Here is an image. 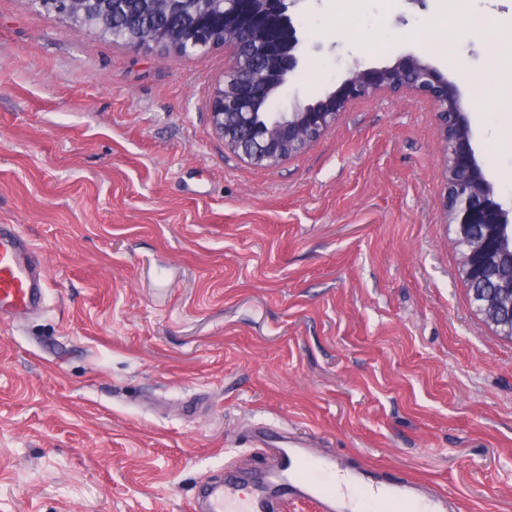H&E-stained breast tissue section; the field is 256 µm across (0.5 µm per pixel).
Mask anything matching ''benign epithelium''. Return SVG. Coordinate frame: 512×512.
<instances>
[{
    "instance_id": "benign-epithelium-1",
    "label": "benign epithelium",
    "mask_w": 512,
    "mask_h": 512,
    "mask_svg": "<svg viewBox=\"0 0 512 512\" xmlns=\"http://www.w3.org/2000/svg\"><path fill=\"white\" fill-rule=\"evenodd\" d=\"M44 13L83 31L77 11L81 0H29ZM107 34L111 0H92ZM297 0H200L209 4L197 10L193 23L177 20L181 12L169 8L162 25L151 30L139 27L134 15L126 17L123 31L112 34V42L129 48H159L177 54L195 55L229 46L232 53L224 75L209 101L213 130L225 146L253 165L273 167L305 151L335 122L348 104L379 92L398 94L404 90L434 103L447 164L439 208L446 223L455 227L450 245L461 256L460 274L465 286L480 280L490 264L505 266L497 275L496 291L475 302L477 310L498 333L512 335V325L501 330L497 319L504 305L512 308V203L503 201L496 182L480 164L475 135L465 114L457 85L427 60L408 54L391 66L356 67L340 86L325 97L291 112H266L272 95L286 76L299 66L300 39L287 11ZM245 24L248 53L243 54L231 33Z\"/></svg>"
}]
</instances>
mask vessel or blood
<instances>
[{
    "label": "vessel or blood",
    "instance_id": "obj_1",
    "mask_svg": "<svg viewBox=\"0 0 512 512\" xmlns=\"http://www.w3.org/2000/svg\"><path fill=\"white\" fill-rule=\"evenodd\" d=\"M47 286L33 244L18 225L0 224V321L41 308ZM245 442L261 459L260 473L212 479L193 502L194 512H286L297 501L313 503L316 512H350L357 494L367 512H414L418 501L427 512H458L455 499L436 485L376 465L337 469L335 457L316 455L311 439L271 425L253 427Z\"/></svg>",
    "mask_w": 512,
    "mask_h": 512
}]
</instances>
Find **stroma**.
<instances>
[{"label": "stroma", "instance_id": "1", "mask_svg": "<svg viewBox=\"0 0 512 512\" xmlns=\"http://www.w3.org/2000/svg\"><path fill=\"white\" fill-rule=\"evenodd\" d=\"M512 199V148L474 94L512 0H298L288 112L349 69L426 49ZM357 30L338 38L339 19ZM228 51L133 50L0 0V224L43 257V309L0 323V512H190L244 430L316 436L463 512H512V340L477 312L438 200L432 102L348 105L304 153L247 163L209 123Z\"/></svg>", "mask_w": 512, "mask_h": 512}]
</instances>
